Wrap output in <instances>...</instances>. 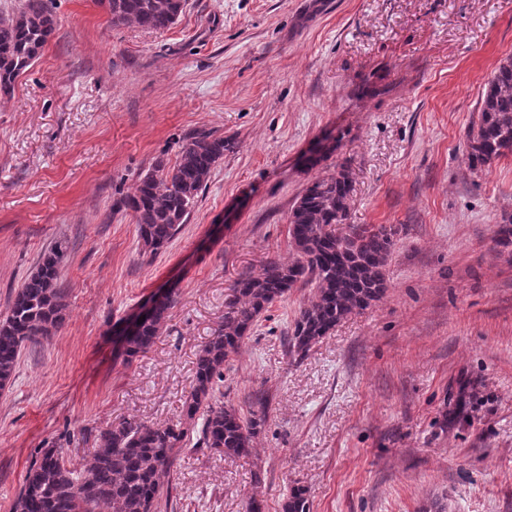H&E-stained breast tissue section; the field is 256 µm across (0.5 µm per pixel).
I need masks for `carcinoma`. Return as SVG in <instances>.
Listing matches in <instances>:
<instances>
[{
	"instance_id": "1",
	"label": "carcinoma",
	"mask_w": 512,
	"mask_h": 512,
	"mask_svg": "<svg viewBox=\"0 0 512 512\" xmlns=\"http://www.w3.org/2000/svg\"><path fill=\"white\" fill-rule=\"evenodd\" d=\"M112 24L164 32L180 18L185 0H96ZM48 0H24L17 14L0 17V89H9L42 55L55 31ZM512 153V57L495 68L482 97L476 130L468 135L467 164L475 171ZM224 159V137L197 130L170 164L158 158L122 200L131 211L144 253L155 255L181 232ZM353 190L346 163L314 178L288 217L292 259H271L259 271L235 278L224 302V321L196 354L193 385L177 421L158 425L123 419L100 430L90 460L77 466L64 449L39 450L12 512H160L171 497L186 447L208 448L226 458L247 457L266 410L242 413L224 400V364L237 353L259 319L293 288L314 294L288 331V351L298 359L338 323L379 300L384 268L395 246L391 226L348 223ZM344 224L346 230L337 231ZM67 245L58 241L16 292L0 317V389L12 379L21 351L63 322L65 295L59 269ZM173 297L153 300L143 322L124 336L127 360L155 344ZM283 512H310L305 489L294 486Z\"/></svg>"
}]
</instances>
